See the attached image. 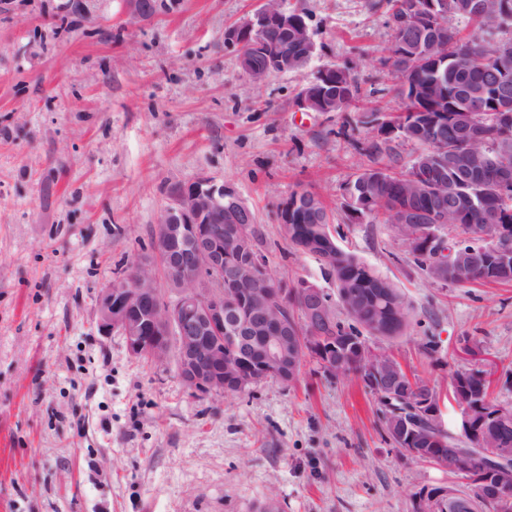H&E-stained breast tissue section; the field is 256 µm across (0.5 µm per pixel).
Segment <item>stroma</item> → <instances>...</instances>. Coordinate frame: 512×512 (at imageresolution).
<instances>
[{"mask_svg":"<svg viewBox=\"0 0 512 512\" xmlns=\"http://www.w3.org/2000/svg\"><path fill=\"white\" fill-rule=\"evenodd\" d=\"M368 2L287 0L316 54L256 87L224 46L256 0H181L147 23L122 0H0V512H413L447 490L446 471L398 455L358 376L310 362L289 385L195 396L100 331L99 290L151 253L168 186L202 174L265 225L274 275L327 289L276 218L290 193H317L343 248L412 304L413 330L384 348L442 394L454 369L493 364L512 404V283L433 282L391 225L350 222L365 128L293 109L349 60L363 108L399 112L380 63L391 31Z\"/></svg>","mask_w":512,"mask_h":512,"instance_id":"stroma-1","label":"stroma"}]
</instances>
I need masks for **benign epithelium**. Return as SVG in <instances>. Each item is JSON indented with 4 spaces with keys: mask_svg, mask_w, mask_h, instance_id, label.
I'll return each mask as SVG.
<instances>
[{
    "mask_svg": "<svg viewBox=\"0 0 512 512\" xmlns=\"http://www.w3.org/2000/svg\"><path fill=\"white\" fill-rule=\"evenodd\" d=\"M180 0H124L127 17L134 22L151 21L163 13H171ZM282 31L294 32L296 48L314 50V40L305 20L288 14L283 0H264L263 7L243 21L224 31V44L240 52L242 70L248 81L260 85L273 73L292 71L300 55L288 50V43L267 50L258 34L268 23ZM425 15L415 10L401 20V30L420 31ZM400 132L398 124L387 122L370 128L369 137L375 141L389 140ZM438 154L448 158L444 167L434 168L428 159L416 155L417 197L427 209L421 208L395 216L394 223L402 229L401 240L410 252L424 249L430 255L433 279L442 283L447 259L455 248L447 246L446 237L436 230L442 224H460L467 220L468 210L462 202L459 181L464 177L485 190L492 185L512 183V169L492 163L489 150L474 138L443 143ZM448 198V206L438 207L434 200ZM167 205L151 236L156 247L166 252L171 298L162 297L157 281L151 277L152 260L141 259L126 275L115 279L97 297V313L103 333L118 332L129 353L145 356L156 365L176 357L177 376L182 385L194 395L222 396L231 390L252 387L259 380L274 379L285 385L299 376L302 350L318 365L336 373V355L324 349L323 337L317 322L329 316L333 298L315 284L305 282L303 295L309 324L304 341L298 348L299 337L292 336L288 324L276 336L267 337V355L259 370L239 371L233 376L224 374V333L245 335L271 312L288 307V298L278 292L280 279L264 271L256 282L253 267L259 262H234L224 266V244L238 252L257 253L249 224L250 217L237 208L240 196L227 184L201 175L188 182H176L167 190ZM316 197L302 192L282 200L281 224L288 228L291 216L303 202H315ZM231 216V226L224 228V213ZM494 241L488 248L492 266L474 261L459 273L457 284L490 272L498 279L512 278V245L499 241L503 230L500 224L487 225ZM243 290L250 307L240 312L231 295ZM361 365L360 378L373 388L380 405L386 410L389 432L397 440V451L406 457H420L428 447L441 442L448 456L434 458L435 467L446 468L448 459L468 463L481 459L496 488L503 478L512 475V451L494 449L489 433H501L512 427V406L483 396L478 389H469L466 377L456 381L461 398L458 406V432L450 433L442 420L440 400L431 392L418 388L414 377L398 363L388 362L382 351L361 342L354 347Z\"/></svg>",
    "mask_w": 512,
    "mask_h": 512,
    "instance_id": "1",
    "label": "benign epithelium"
}]
</instances>
